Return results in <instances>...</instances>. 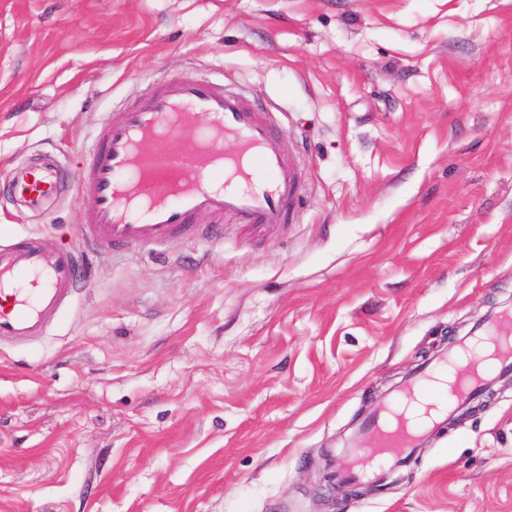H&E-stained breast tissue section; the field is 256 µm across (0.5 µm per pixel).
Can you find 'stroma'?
Here are the masks:
<instances>
[{
  "instance_id": "35a3bbf8",
  "label": "stroma",
  "mask_w": 512,
  "mask_h": 512,
  "mask_svg": "<svg viewBox=\"0 0 512 512\" xmlns=\"http://www.w3.org/2000/svg\"><path fill=\"white\" fill-rule=\"evenodd\" d=\"M205 77L279 120L281 227L97 250L0 340V512H323L363 418L512 303V0H0V182ZM92 198L0 233L69 247ZM339 512H512V384Z\"/></svg>"
}]
</instances>
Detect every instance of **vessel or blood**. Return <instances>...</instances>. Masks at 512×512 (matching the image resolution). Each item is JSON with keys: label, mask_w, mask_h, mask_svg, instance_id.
<instances>
[{"label": "vessel or blood", "mask_w": 512, "mask_h": 512, "mask_svg": "<svg viewBox=\"0 0 512 512\" xmlns=\"http://www.w3.org/2000/svg\"><path fill=\"white\" fill-rule=\"evenodd\" d=\"M159 135L166 144L156 150L150 142ZM227 138L237 144L235 155L222 149ZM224 171L241 177L249 173L259 181L242 189L210 185V178ZM72 186L94 199L81 239L115 250L175 236L221 235L217 221L195 224L201 213L217 219L229 215L238 224L283 225L301 201L300 172L287 159L269 114L198 77L164 83L146 103L112 119L88 152L82 178L70 177L46 157L21 166L8 182L12 194L31 209ZM86 279L82 255L58 247L48 236L0 245V339L41 336ZM480 341L494 346L496 370L470 375L449 404V395L435 381L456 356H440L367 420L356 447L369 463L346 468L340 480L381 481L388 464H406L450 415L512 371V310L487 317L459 349L468 351ZM420 393L435 399L434 416L416 429L392 425L391 409Z\"/></svg>", "instance_id": "1"}]
</instances>
